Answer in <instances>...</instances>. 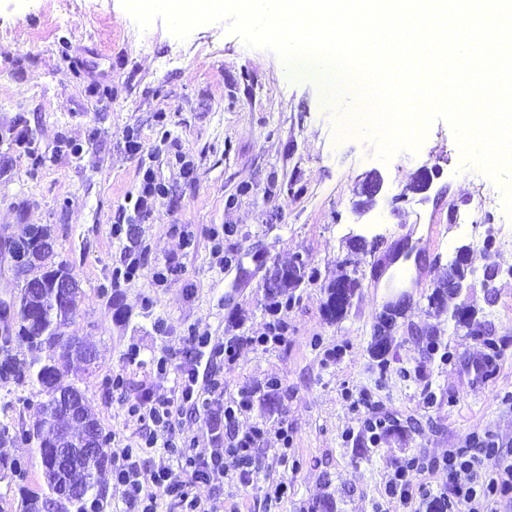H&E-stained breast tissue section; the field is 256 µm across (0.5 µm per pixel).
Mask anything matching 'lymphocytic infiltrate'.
I'll return each instance as SVG.
<instances>
[{"instance_id": "lymphocytic-infiltrate-1", "label": "lymphocytic infiltrate", "mask_w": 512, "mask_h": 512, "mask_svg": "<svg viewBox=\"0 0 512 512\" xmlns=\"http://www.w3.org/2000/svg\"><path fill=\"white\" fill-rule=\"evenodd\" d=\"M198 380V370L187 369L177 390L156 386L148 391L146 398L130 405L129 412L155 427L172 428L176 401H192L198 394ZM251 407V399L245 393L225 404L224 426L228 444L226 448L213 450L206 459L197 454H188L186 443L181 439H170L160 445L151 438L142 442L133 441L112 459L113 483L123 488L128 499L140 504L141 512H157L158 497L162 494L175 498L184 512H219L216 500L204 501L191 494L190 480L205 479L220 483L233 473L239 479H246L257 469L254 451L258 442L271 434L280 442L288 440V431L282 427L273 433L262 424L252 426L245 432L236 430L238 414ZM158 445L163 448L162 463L145 468L142 460L145 449ZM479 454L476 448H454L435 461L410 458L395 467L385 484V492L402 503H409L412 493L406 479L407 473L414 468L423 472L443 468L448 472V492L434 497V504L440 505L443 512H489L490 495L500 488L512 489V448L502 451L503 466L492 478L483 476L478 470ZM228 456L232 457L234 468L225 466L224 459ZM173 457L178 459V467L170 466L169 460Z\"/></svg>"}]
</instances>
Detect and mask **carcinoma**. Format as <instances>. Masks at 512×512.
<instances>
[{
  "instance_id": "obj_1",
  "label": "carcinoma",
  "mask_w": 512,
  "mask_h": 512,
  "mask_svg": "<svg viewBox=\"0 0 512 512\" xmlns=\"http://www.w3.org/2000/svg\"><path fill=\"white\" fill-rule=\"evenodd\" d=\"M54 247L51 230L43 224L29 226L24 236L15 239L18 273L24 276V284L10 302L0 301V313H10L14 319V328L0 336V381L27 388L31 395L39 398L40 417L32 427L0 425V443H20L34 448L43 465L44 486L38 492L23 486L28 474L24 458H14L0 465L11 480L22 483L17 512H49L51 509L67 512V505L82 500L96 489L98 476L112 459L111 438L100 427L99 449L86 451L75 468L56 463L58 449L75 448L84 441L83 418L95 422L97 417L92 404L84 397L79 414L58 399V393L69 394L75 387L59 385L55 356L88 366L95 359V349L65 334L64 328L78 314L82 292L77 285L56 294L54 281L71 274V270L66 263L54 261ZM469 266L467 255L461 264L449 265L448 278L456 279L457 287L450 289L448 283H440L429 296V303L437 314L448 315L455 326L485 337V344L493 350L495 344L486 338L488 332L481 324L474 322L475 311L470 306L463 302L448 306V299L461 296V287L470 274ZM318 276V269L305 261L273 264L267 269L262 285L269 309L275 311L290 306L294 301L293 291ZM358 285L359 281L347 274L329 282L324 303L329 320L335 321L347 313Z\"/></svg>"
}]
</instances>
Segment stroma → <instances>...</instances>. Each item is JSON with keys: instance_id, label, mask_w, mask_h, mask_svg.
<instances>
[{"instance_id": "obj_1", "label": "stroma", "mask_w": 512, "mask_h": 512, "mask_svg": "<svg viewBox=\"0 0 512 512\" xmlns=\"http://www.w3.org/2000/svg\"><path fill=\"white\" fill-rule=\"evenodd\" d=\"M229 26L207 23L181 40L160 17L140 29L121 0H0V237L49 225L58 260L79 280L83 298L66 333L92 344L96 360L80 373L58 366L63 384L77 386L111 432L113 450L147 431L160 443L194 437L205 457L215 448V405L183 409L171 432L129 415L165 357L164 386L197 365L200 376L223 380L224 399L252 395L240 429L263 420L288 430L286 453L275 438L260 443L252 480L225 481L218 492L196 483L199 498L220 495L226 512H316L323 500L332 512H426L447 471L409 472L418 493L405 507L384 492L396 464L474 437L512 448V245L488 260L473 250L462 293L495 349L428 302L457 248L500 223L503 183L464 163L443 119L418 151L387 161L373 139L337 135L338 111L360 108L354 94L331 98L320 81L285 75L275 52L246 46ZM424 166L438 171L430 190L409 192ZM147 170L162 192L137 212ZM375 175L381 190L365 210L359 188ZM481 194L495 204L461 231L455 210ZM119 223L130 235L115 234ZM358 235L372 245L354 249ZM131 241L143 271L115 282ZM298 256L321 276L280 311L283 343L255 344L271 320L260 288L265 268ZM490 261L500 273L488 284ZM161 271L166 281L156 280ZM341 273L360 287L332 322L324 288ZM396 301L403 315L381 364L371 353L376 317ZM194 329L243 342L209 363L187 351ZM431 336L439 352L428 351ZM488 358L498 373L485 383L475 366ZM118 375L124 386H110ZM273 379L278 407L260 400ZM367 404L397 428L370 434ZM282 480L287 498H270Z\"/></svg>"}]
</instances>
